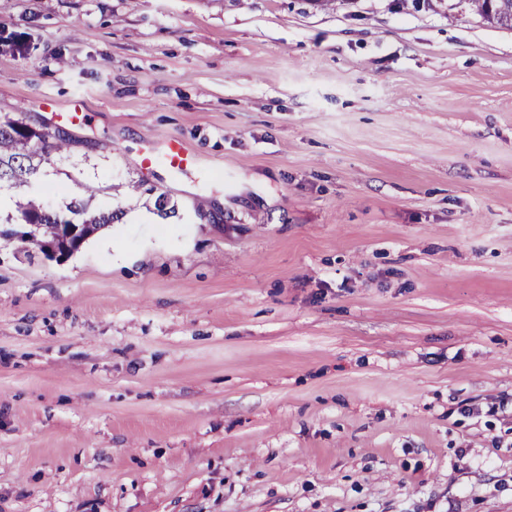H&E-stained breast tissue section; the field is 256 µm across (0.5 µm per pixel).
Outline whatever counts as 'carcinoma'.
Segmentation results:
<instances>
[{"label":"carcinoma","mask_w":512,"mask_h":512,"mask_svg":"<svg viewBox=\"0 0 512 512\" xmlns=\"http://www.w3.org/2000/svg\"><path fill=\"white\" fill-rule=\"evenodd\" d=\"M466 8L490 24L512 28V0H458ZM49 134L28 127L20 118L0 121V189L24 185L37 174L43 150L51 147L59 150L65 144L61 139L49 146ZM86 195L74 199L62 214L47 209L38 200L31 198L19 205L18 216H6V224H75L81 228V240L112 223V213L93 210L94 190L85 189ZM29 250L42 254L50 252L64 254L75 248V241L66 237H40L26 241Z\"/></svg>","instance_id":"carcinoma-1"}]
</instances>
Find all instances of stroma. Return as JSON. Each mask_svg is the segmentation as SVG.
Wrapping results in <instances>:
<instances>
[{"label": "stroma", "mask_w": 512, "mask_h": 512, "mask_svg": "<svg viewBox=\"0 0 512 512\" xmlns=\"http://www.w3.org/2000/svg\"><path fill=\"white\" fill-rule=\"evenodd\" d=\"M5 115L113 220L0 247V512H512V29L0 0ZM159 160L178 171H184L193 164V159L186 153L181 141L178 139H172L167 142L166 149L160 157L147 152L142 159L143 168H150Z\"/></svg>", "instance_id": "obj_1"}]
</instances>
